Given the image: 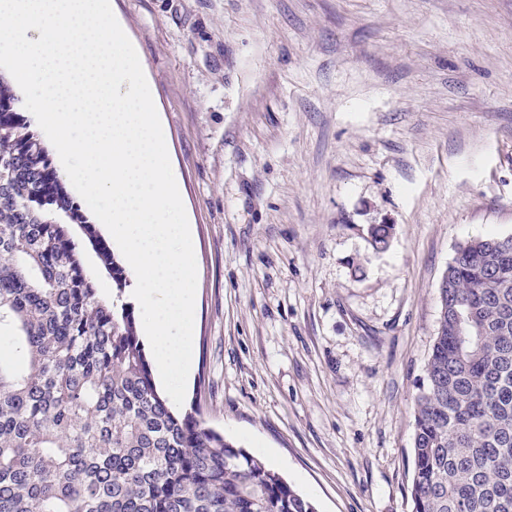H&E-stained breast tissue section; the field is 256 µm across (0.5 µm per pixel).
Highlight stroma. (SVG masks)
<instances>
[{
    "label": "stroma",
    "instance_id": "35a3bbf8",
    "mask_svg": "<svg viewBox=\"0 0 512 512\" xmlns=\"http://www.w3.org/2000/svg\"><path fill=\"white\" fill-rule=\"evenodd\" d=\"M192 227L183 411L317 512H412L461 244L512 235V0H112ZM371 224L394 225L382 251Z\"/></svg>",
    "mask_w": 512,
    "mask_h": 512
}]
</instances>
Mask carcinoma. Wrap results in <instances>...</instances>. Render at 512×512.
Here are the masks:
<instances>
[{"mask_svg": "<svg viewBox=\"0 0 512 512\" xmlns=\"http://www.w3.org/2000/svg\"><path fill=\"white\" fill-rule=\"evenodd\" d=\"M80 229L112 278L100 294ZM392 224H371L382 251ZM125 268L0 78V512H315L158 390ZM414 400L413 512H512V237L461 245ZM65 178V176H64ZM63 179V178H62ZM63 181L65 182V185L69 191V193L71 194V196L73 197V199L80 205L81 207V210L86 214V216L88 217L89 221H91L92 224H96V228H97V231L99 232V234L101 235V237L103 239H105V241L108 243V245L110 246L111 250L114 252L117 260L125 267L126 269V273L128 275V279L130 280V286L128 288H126V300L128 302L131 303L132 307H134V313H135V317H136V320H137V323H138V326H139V334L144 342V345H145V350H146V353H147V356L150 360V357H149V349L145 343V340H144V328H143V322H142V315H141V311L140 309L136 306V304L130 299V296H129V292L131 290V288H135V283H136V276H135V273L133 271L132 268H130L127 263H126V260L121 252V250L119 249V247L115 244L112 243V240L107 236V234L105 233V231L103 230L102 226L100 224L97 223L96 221V218H95V215L93 214V212L90 210V208L88 207V205L86 204V202L83 200V198L79 195V193L75 190V188L73 187L72 183L68 182L67 179H63Z\"/></svg>", "mask_w": 512, "mask_h": 512, "instance_id": "carcinoma-1", "label": "carcinoma"}]
</instances>
